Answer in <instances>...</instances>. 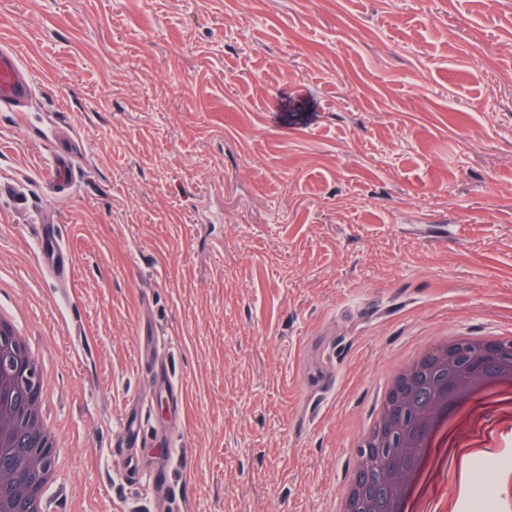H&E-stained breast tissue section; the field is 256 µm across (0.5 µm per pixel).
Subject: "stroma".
Masks as SVG:
<instances>
[{
  "mask_svg": "<svg viewBox=\"0 0 512 512\" xmlns=\"http://www.w3.org/2000/svg\"><path fill=\"white\" fill-rule=\"evenodd\" d=\"M1 37L35 84L0 112V307L62 429L44 512H337L389 371L512 335V0H0ZM137 407L176 428L164 495L113 455ZM495 496L473 459L469 512ZM54 137L56 148L52 161L44 174V181L63 193L72 182L75 170V151L69 129L57 131ZM37 253L40 265L56 279L66 282L73 272L69 249L62 244L54 224L44 225L39 235Z\"/></svg>",
  "mask_w": 512,
  "mask_h": 512,
  "instance_id": "stroma-1",
  "label": "stroma"
}]
</instances>
